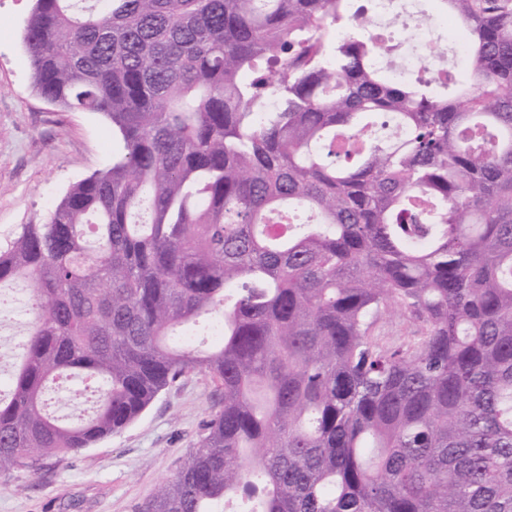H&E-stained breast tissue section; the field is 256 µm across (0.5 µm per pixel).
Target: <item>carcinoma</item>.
Returning <instances> with one entry per match:
<instances>
[{"mask_svg": "<svg viewBox=\"0 0 512 512\" xmlns=\"http://www.w3.org/2000/svg\"><path fill=\"white\" fill-rule=\"evenodd\" d=\"M437 2L449 95L384 77L350 0H33L36 91L118 149L0 247V479L197 372L218 408L139 512H512V0ZM389 309L420 335L378 343ZM62 378L91 413L47 412ZM22 322H14L12 328L6 332L1 331L0 325V381L5 377L11 360L20 351L15 344L16 339L23 336Z\"/></svg>", "mask_w": 512, "mask_h": 512, "instance_id": "carcinoma-1", "label": "carcinoma"}]
</instances>
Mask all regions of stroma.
<instances>
[{
  "label": "stroma",
  "instance_id": "stroma-1",
  "mask_svg": "<svg viewBox=\"0 0 512 512\" xmlns=\"http://www.w3.org/2000/svg\"><path fill=\"white\" fill-rule=\"evenodd\" d=\"M31 0H0V241L45 223L73 183L112 163V126L33 89L23 30ZM218 401L198 373L162 392L132 424L94 447L45 459L0 485V512H138L195 447Z\"/></svg>",
  "mask_w": 512,
  "mask_h": 512
}]
</instances>
